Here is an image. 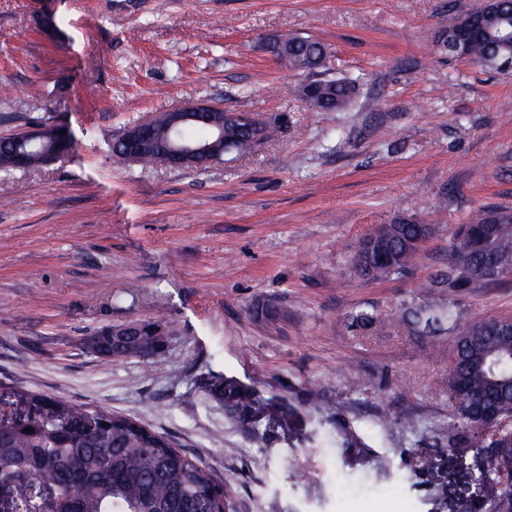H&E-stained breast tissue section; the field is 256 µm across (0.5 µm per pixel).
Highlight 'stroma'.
I'll return each instance as SVG.
<instances>
[{"instance_id":"stroma-1","label":"stroma","mask_w":512,"mask_h":512,"mask_svg":"<svg viewBox=\"0 0 512 512\" xmlns=\"http://www.w3.org/2000/svg\"><path fill=\"white\" fill-rule=\"evenodd\" d=\"M478 5L0 0V137L36 120L73 136L39 169L0 172V385L141 420L223 479L231 512H469L482 461L447 447L453 336L401 322L363 336L349 318L394 319L447 270L461 225L512 206V71L436 47ZM285 29L328 46V76L364 75L349 111L291 95L299 74L263 48ZM198 99L287 123L206 168L109 154L107 139ZM401 217L433 227L414 261L358 276L357 242ZM456 302L466 324L512 317V280ZM137 319L161 324L159 358L85 348ZM215 373L291 409L288 435L268 444L228 420ZM396 412L419 427L381 426ZM340 423L359 445H337Z\"/></svg>"}]
</instances>
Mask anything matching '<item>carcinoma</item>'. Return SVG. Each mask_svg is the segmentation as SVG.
Returning <instances> with one entry per match:
<instances>
[{
    "label": "carcinoma",
    "instance_id": "1",
    "mask_svg": "<svg viewBox=\"0 0 512 512\" xmlns=\"http://www.w3.org/2000/svg\"><path fill=\"white\" fill-rule=\"evenodd\" d=\"M512 8L464 14L444 30L438 43L448 45L461 33L458 58L498 68L512 59ZM289 69L305 75L291 94L317 112H344L363 91L364 77L328 78L319 74L324 43L296 32L279 35ZM40 147L28 167H40L42 154L58 152L62 127L42 121ZM211 130L183 127L182 139L204 141ZM500 221L506 228L493 249L512 255V207L489 204L482 215L462 225L450 241L448 271L431 277L426 296L402 304L397 314L418 335L457 333L448 371V450L464 455L475 449L485 460L478 478L475 512H512V338L497 335L495 324L478 322L458 328L461 313L454 296L465 288H487L494 282L478 273L481 257L474 247L481 224ZM419 235L416 225L393 223L383 235L370 233L356 247L359 274L382 280L405 271V246ZM383 255L386 261L377 257ZM363 336L389 332L392 321L372 311L353 316ZM155 321L107 326L85 338L86 348L105 362L157 358L165 337ZM210 392L224 403V414L261 440L288 432V410L279 407L232 376H211ZM29 432H24V429ZM0 512H229L224 482L198 458L139 421L105 409H90L35 390L0 387Z\"/></svg>",
    "mask_w": 512,
    "mask_h": 512
}]
</instances>
